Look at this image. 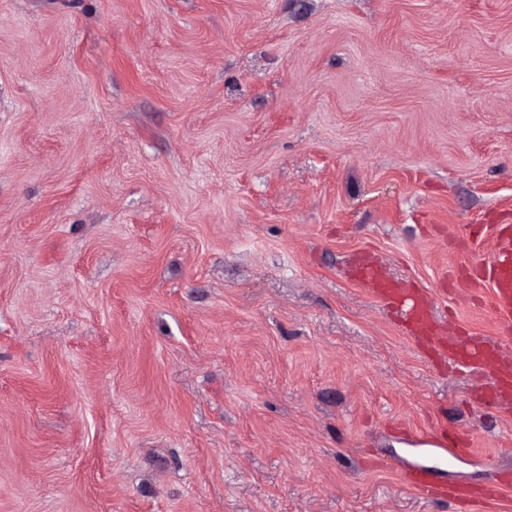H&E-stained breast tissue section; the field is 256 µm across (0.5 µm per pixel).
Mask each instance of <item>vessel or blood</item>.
Wrapping results in <instances>:
<instances>
[{
    "mask_svg": "<svg viewBox=\"0 0 512 512\" xmlns=\"http://www.w3.org/2000/svg\"><path fill=\"white\" fill-rule=\"evenodd\" d=\"M494 243L490 256L481 258L467 270L468 282L474 289L491 291L493 309L497 315L498 338L489 340L463 332L447 335L432 317L433 300L422 289L410 287L403 279L392 277L382 262L369 253H359L353 263L358 282L381 302L396 307L412 325L418 340H429L438 356L471 370L480 369L487 361H494L497 372L491 382H476L472 396L476 401L512 413V362L498 360V339H512V224L493 227ZM433 445L448 457L462 454L465 439L437 429ZM437 473L424 466L411 467L407 472L410 486L426 498L447 494L458 512H488L491 505L501 501L506 490L512 488V478L503 476L495 481L473 484L454 483L441 487Z\"/></svg>",
    "mask_w": 512,
    "mask_h": 512,
    "instance_id": "1",
    "label": "vessel or blood"
}]
</instances>
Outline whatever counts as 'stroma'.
I'll return each instance as SVG.
<instances>
[{
	"label": "stroma",
	"mask_w": 512,
	"mask_h": 512,
	"mask_svg": "<svg viewBox=\"0 0 512 512\" xmlns=\"http://www.w3.org/2000/svg\"><path fill=\"white\" fill-rule=\"evenodd\" d=\"M496 224L512 0H0V512H452L512 416L349 258L492 339ZM433 439L431 445L450 458L462 454L464 447L467 446L465 439L443 428L434 430ZM437 472L424 466H413L407 472L410 486L428 499H433L444 492L437 481Z\"/></svg>",
	"instance_id": "obj_1"
}]
</instances>
